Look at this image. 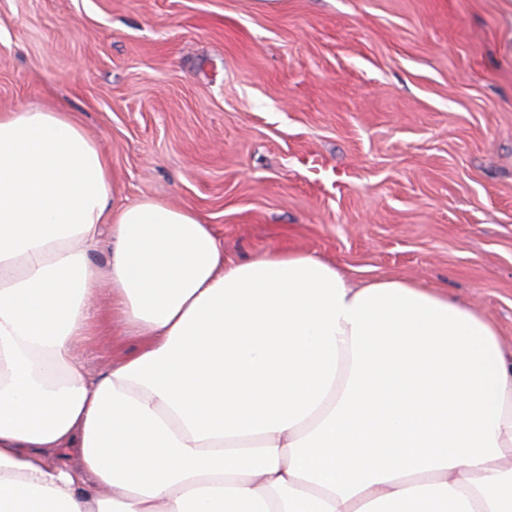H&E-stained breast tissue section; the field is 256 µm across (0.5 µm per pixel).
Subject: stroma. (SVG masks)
<instances>
[{"instance_id":"stroma-1","label":"stroma","mask_w":512,"mask_h":512,"mask_svg":"<svg viewBox=\"0 0 512 512\" xmlns=\"http://www.w3.org/2000/svg\"><path fill=\"white\" fill-rule=\"evenodd\" d=\"M27 106L71 113L117 199L198 212L226 260L420 282L512 350V0H0V113Z\"/></svg>"}]
</instances>
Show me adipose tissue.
Wrapping results in <instances>:
<instances>
[{"mask_svg": "<svg viewBox=\"0 0 512 512\" xmlns=\"http://www.w3.org/2000/svg\"><path fill=\"white\" fill-rule=\"evenodd\" d=\"M114 194L69 113H0V512H512L493 322L294 250L225 263L196 212ZM135 348L136 339L133 336H101L85 345L80 357L88 369L94 370L100 368L104 362L117 359Z\"/></svg>", "mask_w": 512, "mask_h": 512, "instance_id": "obj_1", "label": "adipose tissue"}]
</instances>
